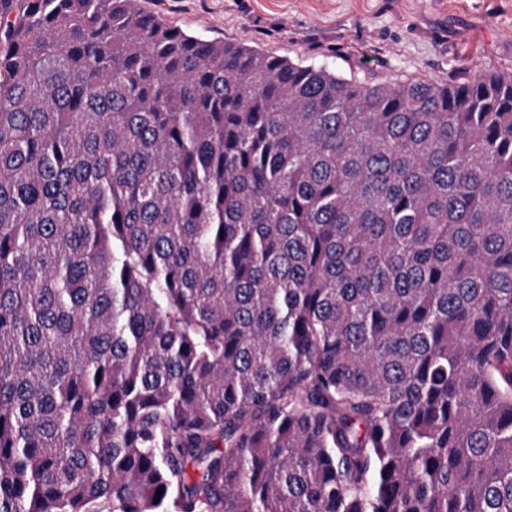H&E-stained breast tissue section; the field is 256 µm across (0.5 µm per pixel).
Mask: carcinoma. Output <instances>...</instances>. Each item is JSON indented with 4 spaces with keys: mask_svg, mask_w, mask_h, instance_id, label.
Listing matches in <instances>:
<instances>
[{
    "mask_svg": "<svg viewBox=\"0 0 512 512\" xmlns=\"http://www.w3.org/2000/svg\"><path fill=\"white\" fill-rule=\"evenodd\" d=\"M0 512H512V72L0 0Z\"/></svg>",
    "mask_w": 512,
    "mask_h": 512,
    "instance_id": "carcinoma-1",
    "label": "carcinoma"
}]
</instances>
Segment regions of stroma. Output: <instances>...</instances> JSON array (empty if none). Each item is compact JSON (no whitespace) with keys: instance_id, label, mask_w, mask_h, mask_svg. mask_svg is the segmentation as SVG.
<instances>
[{"instance_id":"obj_1","label":"stroma","mask_w":512,"mask_h":512,"mask_svg":"<svg viewBox=\"0 0 512 512\" xmlns=\"http://www.w3.org/2000/svg\"><path fill=\"white\" fill-rule=\"evenodd\" d=\"M170 25L370 84L512 72V0H141Z\"/></svg>"}]
</instances>
